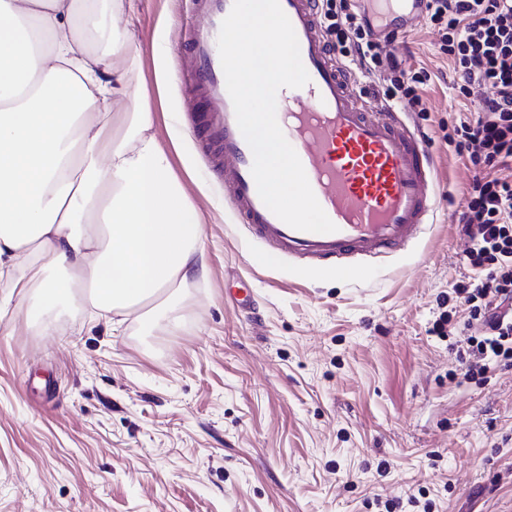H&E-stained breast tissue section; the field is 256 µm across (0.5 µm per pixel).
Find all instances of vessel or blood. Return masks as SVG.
<instances>
[{"mask_svg": "<svg viewBox=\"0 0 512 512\" xmlns=\"http://www.w3.org/2000/svg\"><path fill=\"white\" fill-rule=\"evenodd\" d=\"M428 0H366L368 16L390 34L406 30ZM234 0H188L186 41L193 61L187 80L203 102L196 116L212 167L229 202L252 234L273 250L318 265L397 253L428 223L434 170L423 137L371 92L327 43L316 0H280L295 31L310 81L277 93V120L296 151L312 190L336 229L314 233L280 220L261 200L253 152L242 135L218 50L223 19Z\"/></svg>", "mask_w": 512, "mask_h": 512, "instance_id": "vessel-or-blood-1", "label": "vessel or blood"}]
</instances>
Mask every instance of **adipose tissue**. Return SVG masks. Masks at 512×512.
I'll return each instance as SVG.
<instances>
[{"label":"adipose tissue","mask_w":512,"mask_h":512,"mask_svg":"<svg viewBox=\"0 0 512 512\" xmlns=\"http://www.w3.org/2000/svg\"><path fill=\"white\" fill-rule=\"evenodd\" d=\"M130 0H0V278L37 308L180 331L179 295L207 275L203 216L170 168L120 62ZM60 270L53 278L48 267Z\"/></svg>","instance_id":"1"}]
</instances>
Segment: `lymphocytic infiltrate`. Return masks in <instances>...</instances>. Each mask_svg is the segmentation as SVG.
Wrapping results in <instances>:
<instances>
[{"label": "lymphocytic infiltrate", "mask_w": 512, "mask_h": 512, "mask_svg": "<svg viewBox=\"0 0 512 512\" xmlns=\"http://www.w3.org/2000/svg\"><path fill=\"white\" fill-rule=\"evenodd\" d=\"M332 47L350 63L382 73L387 99L422 112L423 78L382 55L381 38L360 6L320 0ZM426 18L437 32L464 98H475V116L456 127L457 149L475 167L472 190L459 214L472 241L468 264L478 282L459 284L454 299L468 305L465 362L485 371L512 357V0H429Z\"/></svg>", "instance_id": "lymphocytic-infiltrate-1"}]
</instances>
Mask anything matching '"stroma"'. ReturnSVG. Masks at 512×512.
<instances>
[{
  "label": "stroma",
  "mask_w": 512,
  "mask_h": 512,
  "mask_svg": "<svg viewBox=\"0 0 512 512\" xmlns=\"http://www.w3.org/2000/svg\"><path fill=\"white\" fill-rule=\"evenodd\" d=\"M134 10L121 68L203 215L208 277L186 286L174 335L81 305L36 316L0 287V512H512V361L466 376L467 305L450 336L432 331L440 295L480 273L457 222L468 107L426 19L382 51L428 74L409 120L437 168L432 222L341 278L267 265L206 164L191 88L156 84L153 44L176 71L185 0Z\"/></svg>",
  "instance_id": "1"
}]
</instances>
